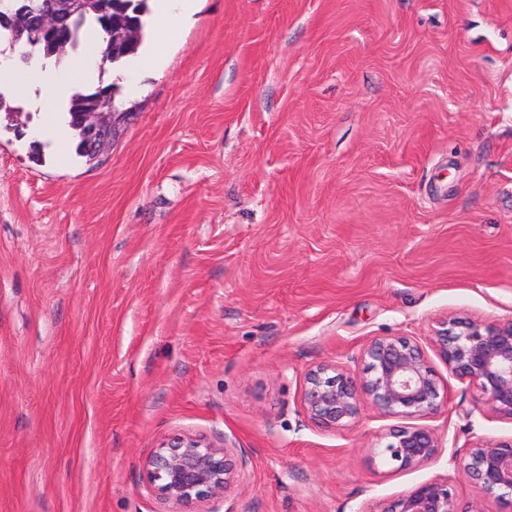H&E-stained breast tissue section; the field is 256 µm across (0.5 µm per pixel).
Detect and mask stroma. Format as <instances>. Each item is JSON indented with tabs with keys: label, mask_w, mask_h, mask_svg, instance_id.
<instances>
[{
	"label": "stroma",
	"mask_w": 512,
	"mask_h": 512,
	"mask_svg": "<svg viewBox=\"0 0 512 512\" xmlns=\"http://www.w3.org/2000/svg\"><path fill=\"white\" fill-rule=\"evenodd\" d=\"M140 84L91 161L0 117V512H159L144 462L178 433L245 451L216 512L479 499L458 461L512 420L436 355L419 468L375 453L397 419L324 431L301 389L377 336L512 319V0H200ZM368 512H484L482 501H473L460 510L447 478L420 483L407 493L383 501Z\"/></svg>",
	"instance_id": "1"
}]
</instances>
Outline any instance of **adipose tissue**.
<instances>
[{
	"instance_id": "obj_1",
	"label": "adipose tissue",
	"mask_w": 512,
	"mask_h": 512,
	"mask_svg": "<svg viewBox=\"0 0 512 512\" xmlns=\"http://www.w3.org/2000/svg\"><path fill=\"white\" fill-rule=\"evenodd\" d=\"M74 79L55 58H42L27 75L20 76L15 68H6L4 75L0 76V91L17 93L25 106L34 110H52L59 121L65 122L69 119Z\"/></svg>"
}]
</instances>
